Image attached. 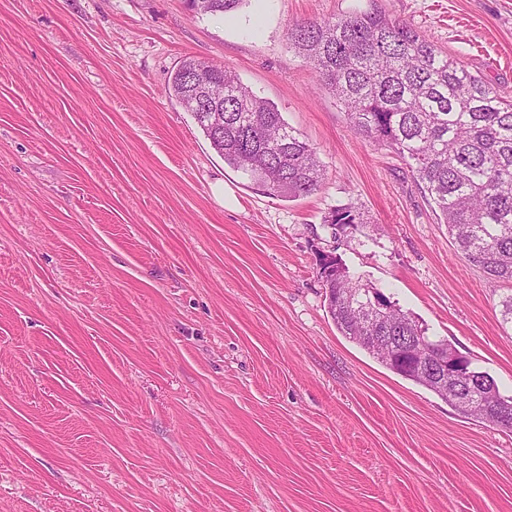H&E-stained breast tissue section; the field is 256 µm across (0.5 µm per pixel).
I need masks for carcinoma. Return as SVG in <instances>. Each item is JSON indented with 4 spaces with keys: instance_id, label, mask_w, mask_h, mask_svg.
<instances>
[{
    "instance_id": "cac0c4a2",
    "label": "carcinoma",
    "mask_w": 512,
    "mask_h": 512,
    "mask_svg": "<svg viewBox=\"0 0 512 512\" xmlns=\"http://www.w3.org/2000/svg\"><path fill=\"white\" fill-rule=\"evenodd\" d=\"M288 43L313 69L317 80L344 109L353 129L383 143L408 161L440 213L457 251L494 281H512V102L472 73L465 62L425 34L379 9L356 11L288 26ZM224 84V131L217 138L187 94V78ZM169 94L186 109L224 164L247 175L270 195L306 197L323 183L324 168L314 149L283 119L277 107L255 96L227 69L187 58L171 77ZM265 170L259 181L253 166ZM364 223L354 207H336L328 224L335 234ZM342 261L322 266L325 288L336 289L328 310L340 333L394 373L445 398L463 414L512 430V398L502 397L493 379L483 380L485 396L468 405L418 376L419 367L380 355L374 336H413L419 350L437 351L408 313L388 304L377 326L356 322L350 300L364 287L347 273L335 278Z\"/></svg>"
}]
</instances>
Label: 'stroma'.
<instances>
[{
  "label": "stroma",
  "instance_id": "1",
  "mask_svg": "<svg viewBox=\"0 0 512 512\" xmlns=\"http://www.w3.org/2000/svg\"><path fill=\"white\" fill-rule=\"evenodd\" d=\"M376 8L512 98V0H0V512H512V431L342 336L317 275L335 254L512 398V283L288 44ZM189 57L277 106L318 192L225 165L169 94ZM332 229L335 230L334 235H338L347 230L350 226L355 229L356 224H363L364 219L360 211L348 205L337 206L327 220ZM341 230V231H339Z\"/></svg>",
  "mask_w": 512,
  "mask_h": 512
}]
</instances>
